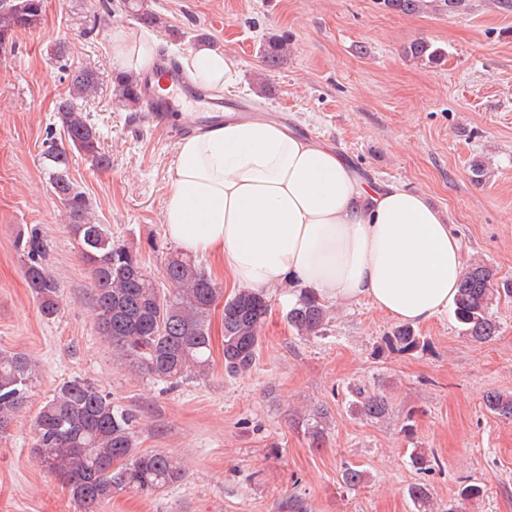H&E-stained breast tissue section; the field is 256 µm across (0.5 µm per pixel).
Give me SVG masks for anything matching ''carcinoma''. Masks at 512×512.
<instances>
[{"label": "carcinoma", "instance_id": "1", "mask_svg": "<svg viewBox=\"0 0 512 512\" xmlns=\"http://www.w3.org/2000/svg\"><path fill=\"white\" fill-rule=\"evenodd\" d=\"M390 12L462 14L471 0H379ZM125 10L147 29L163 31L167 38H181L146 0H123ZM45 0H0V48L22 30L34 29L43 20ZM288 38L270 39L263 48L266 70H275L287 57ZM405 54L429 64H439L444 52L423 40L405 48ZM97 71L77 67L67 73V90L59 95L54 112L65 143L53 141L43 152L42 164L53 193L63 206L70 232L93 280V308L98 334L112 348L113 358L139 375L172 387L208 375L212 363L210 321L224 305V370L231 377L250 371L256 363L261 330L271 310L263 291L240 288L224 298V290L202 269L196 259L174 250L168 253L161 277L147 270L137 249L112 239L105 224L96 222L90 201L69 172V153L77 151L98 170L112 165L103 151L99 132L81 101L98 95ZM115 96L128 108L139 106L132 75H117ZM28 262L25 280L42 317L52 319L63 304V288L43 263V239L31 235L26 241ZM512 293V283L496 278L483 259L468 265V272L453 301V314L460 334L475 343L492 340L499 324L492 307L503 294ZM293 333L301 338L322 335L331 320L330 307L313 294H302L285 314ZM386 348L401 353L422 350L425 340L408 325L393 328L383 338ZM36 362L26 354L0 350V432H4L24 407L32 392ZM351 415L375 422L391 418L393 405L382 392L361 386L351 390ZM485 408L505 420L512 419V394L490 391ZM330 412L323 404L305 410L299 419L311 447L321 448L330 426ZM139 415L136 410L112 401L96 384L83 379L61 382L43 402L34 423L33 452L40 466L67 487L83 512H97L112 495L136 492L150 495L181 483L185 461L163 451H144L137 446ZM412 465L430 472L439 461L419 449L411 454ZM366 472L353 465L342 471L349 489L363 485ZM408 496L415 512H435L430 486L416 483ZM476 484H463L445 512H466V504L480 498Z\"/></svg>", "mask_w": 512, "mask_h": 512}]
</instances>
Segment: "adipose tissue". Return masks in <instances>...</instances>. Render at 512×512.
Listing matches in <instances>:
<instances>
[{"label":"adipose tissue","mask_w":512,"mask_h":512,"mask_svg":"<svg viewBox=\"0 0 512 512\" xmlns=\"http://www.w3.org/2000/svg\"><path fill=\"white\" fill-rule=\"evenodd\" d=\"M155 54L153 39L113 30L120 69H148ZM182 65L215 91L241 81L233 56L206 44ZM170 182L162 213L168 238L186 253L220 256L243 288L366 300L418 325L447 308L466 271L460 240L424 194L372 186L332 145L262 117L229 114L183 139Z\"/></svg>","instance_id":"adipose-tissue-1"}]
</instances>
